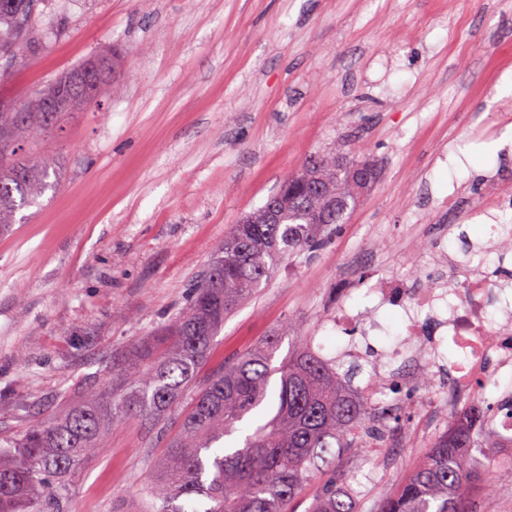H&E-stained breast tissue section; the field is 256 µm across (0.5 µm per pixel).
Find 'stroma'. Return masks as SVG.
Segmentation results:
<instances>
[{
  "mask_svg": "<svg viewBox=\"0 0 512 512\" xmlns=\"http://www.w3.org/2000/svg\"><path fill=\"white\" fill-rule=\"evenodd\" d=\"M39 43L0 81L23 104L105 49L115 85L50 144L56 172L0 236V445L102 384L121 350L185 304L231 225L283 176L342 141L378 182L314 253L285 259L224 322L206 380L279 336L342 357L340 306L365 313L378 275L428 285L496 259L490 223L469 218L493 181L512 182V0H50ZM412 410L341 471L363 512L420 462L447 419ZM132 418L68 480L65 512H145V483L177 434ZM468 496L512 512V471Z\"/></svg>",
  "mask_w": 512,
  "mask_h": 512,
  "instance_id": "stroma-1",
  "label": "stroma"
}]
</instances>
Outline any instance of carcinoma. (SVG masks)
I'll return each mask as SVG.
<instances>
[{"label":"carcinoma","mask_w":512,"mask_h":512,"mask_svg":"<svg viewBox=\"0 0 512 512\" xmlns=\"http://www.w3.org/2000/svg\"><path fill=\"white\" fill-rule=\"evenodd\" d=\"M45 2L0 0V62L38 38V8ZM100 62L101 87L91 89L90 102L115 79L117 57L104 55ZM73 78L68 72L20 108L0 100V233L50 187L53 158L47 151L37 157L29 147L61 132L60 121L72 108L46 112L44 102ZM358 164L336 147L285 176L273 192L281 201L277 223H266L264 203L232 225L186 304L129 353L101 393L85 394L22 441L0 448V512H45V499L61 495L110 428L130 418L162 422L186 397L180 433L149 479L150 512H290L289 505L314 483L308 512H360L336 459L364 452L384 434L374 402L350 387L349 373H339L336 360L299 343L274 367L279 339L271 336L205 384L197 382L224 319L261 288L282 258L313 251L333 225L346 223L361 195L353 174ZM312 178L325 179L329 195L302 207ZM276 374L279 383L273 385ZM263 405L270 407L268 419L245 436L243 446L227 445L237 424ZM494 411L477 397L450 416L448 432L430 442L424 460L375 512H469L467 489L479 480L492 497L493 484L474 468L469 449L483 453L489 473L512 471V459L499 461L485 452L495 442L472 432Z\"/></svg>","instance_id":"cac0c4a2"}]
</instances>
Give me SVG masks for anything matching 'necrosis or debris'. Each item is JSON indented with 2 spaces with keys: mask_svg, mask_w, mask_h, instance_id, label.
Instances as JSON below:
<instances>
[{
  "mask_svg": "<svg viewBox=\"0 0 512 512\" xmlns=\"http://www.w3.org/2000/svg\"><path fill=\"white\" fill-rule=\"evenodd\" d=\"M512 250L499 254L496 264L480 265L461 278L430 288L405 290L403 284L377 278L372 290L378 307L393 306L403 313L402 342L382 350L366 386L377 391L384 368L412 362L417 373L439 381L449 373L448 410L456 412L465 398L477 392L491 395L501 408L482 424L502 452L512 454V392L501 389V375L512 374V287L502 280ZM452 344L459 355L444 365L440 348Z\"/></svg>",
  "mask_w": 512,
  "mask_h": 512,
  "instance_id": "obj_1",
  "label": "necrosis or debris"
}]
</instances>
